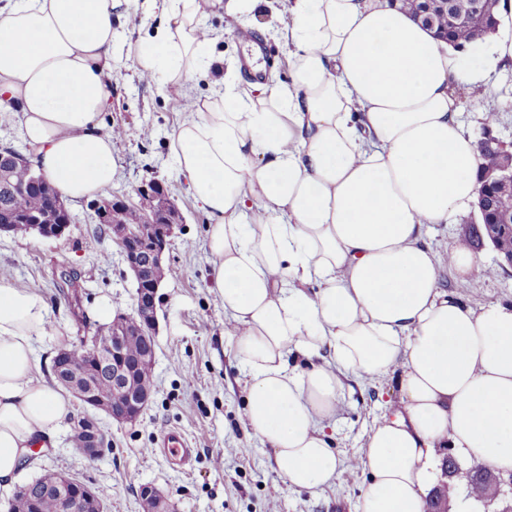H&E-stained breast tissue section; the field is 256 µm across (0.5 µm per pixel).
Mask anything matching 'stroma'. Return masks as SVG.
Returning a JSON list of instances; mask_svg holds the SVG:
<instances>
[{
  "mask_svg": "<svg viewBox=\"0 0 512 512\" xmlns=\"http://www.w3.org/2000/svg\"><path fill=\"white\" fill-rule=\"evenodd\" d=\"M288 2L268 0L258 18L262 37L276 53L270 69L283 82L289 79L288 53L278 33L288 19ZM159 25V17L145 15L139 0H134L128 19L115 25L112 107L101 116L105 129L126 132L113 146L118 168L112 194L136 203L135 187L154 178L167 187L184 216L165 256L167 276L158 290L154 394L133 425L74 406L58 433L38 448L36 462L20 467L15 484L45 468L69 471L99 491L108 512H143L140 490L146 484L163 492L174 512H337L340 503L344 512H356L365 481L362 472H344L335 485L323 489L291 487L276 470L269 446L248 425L235 339L224 333V306L210 282L206 216L169 147L185 117L183 103L141 79L127 55L130 44ZM489 84L506 107L497 123L486 125L479 101L467 94L461 97L460 119L473 139L489 132L512 142V61L500 63ZM69 209L75 221L60 238L0 236V283L35 286L47 304L49 328L35 342L45 374L60 348L76 344L86 323L98 322L101 308L127 311L134 302V281L111 238H102L93 250L85 246L93 227L88 200L70 203ZM474 255L477 269L468 287L456 289L445 270L443 289L477 310L511 307L512 271L499 269L491 245H481ZM69 272L78 275L75 299L63 290ZM397 396L393 375L377 387L346 380L342 411L329 429L335 448L347 455L360 453L374 418L391 412ZM83 416L107 434L110 452L88 458L76 450L70 435ZM170 430L188 440L190 464L179 465L163 452L161 438Z\"/></svg>",
  "mask_w": 512,
  "mask_h": 512,
  "instance_id": "obj_1",
  "label": "stroma"
}]
</instances>
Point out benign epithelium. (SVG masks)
<instances>
[{"label": "benign epithelium", "mask_w": 512, "mask_h": 512, "mask_svg": "<svg viewBox=\"0 0 512 512\" xmlns=\"http://www.w3.org/2000/svg\"><path fill=\"white\" fill-rule=\"evenodd\" d=\"M504 162L496 171H487L480 179L477 207L480 227L491 241L500 236L512 235V222H500L493 217L495 190L503 183L512 182V144L500 143ZM139 205L147 210H163L173 202L155 181L143 182L135 188ZM101 223L109 227L112 241L122 249L124 262L138 283L134 306L129 313L118 312L112 322L102 329L90 342H84L83 363L77 369L64 372L63 383L70 388L79 401L105 413L119 423H134L152 399L153 391L135 385L136 375L152 367L155 348H150L138 361H130L126 354V338L129 336H155L157 324V291L160 286L154 276L156 267L162 266L163 254L174 234V226L150 224L141 231L119 223L115 201L101 197L91 204ZM68 210L63 201L55 200L44 215L27 219L42 236L60 237L69 227ZM112 368V392L120 395L116 401L104 405L95 397L94 384H85L84 379L95 373ZM87 426L90 438L80 447L87 457H96L103 452L98 443V430L87 417L79 419ZM142 503L146 512H167L166 498L154 487L141 489ZM54 501L55 512H105L103 502L93 486L73 474L64 473L57 488L34 499L33 512H41L44 500Z\"/></svg>", "instance_id": "obj_1"}]
</instances>
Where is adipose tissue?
I'll return each mask as SVG.
<instances>
[{"label":"adipose tissue","mask_w":512,"mask_h":512,"mask_svg":"<svg viewBox=\"0 0 512 512\" xmlns=\"http://www.w3.org/2000/svg\"><path fill=\"white\" fill-rule=\"evenodd\" d=\"M131 0H5L0 112L19 114L31 164L74 201L106 194L116 161L101 114L111 103L112 29ZM263 0H144L159 12L136 43V71L187 93L211 54V14L247 21ZM289 81L241 83L234 68L189 101L171 141L207 217L212 284L234 328L246 417L296 488H324L354 467L368 481L357 512H425L454 448L512 472V307L474 310L441 291L474 271L455 243L436 255L427 224L476 201L478 159L453 93H485L512 59V0H501L492 54L433 38L390 0H292ZM47 325L33 287L0 283V483L33 439L51 438L70 400L41 375ZM397 373L400 408L370 429L363 454L327 432L344 377Z\"/></svg>","instance_id":"adipose-tissue-1"}]
</instances>
